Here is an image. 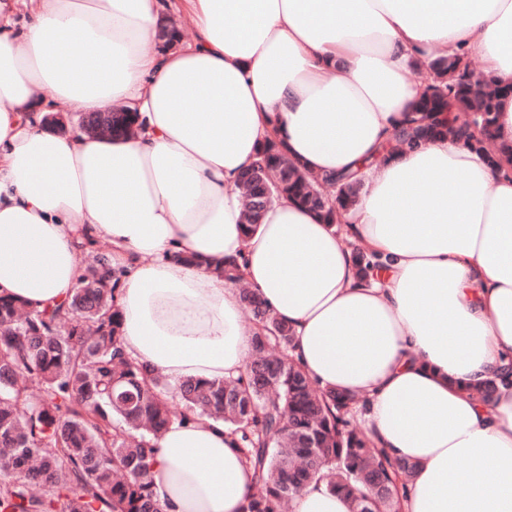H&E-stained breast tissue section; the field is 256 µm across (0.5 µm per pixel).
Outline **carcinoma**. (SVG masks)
<instances>
[{"label": "carcinoma", "instance_id": "1", "mask_svg": "<svg viewBox=\"0 0 512 512\" xmlns=\"http://www.w3.org/2000/svg\"><path fill=\"white\" fill-rule=\"evenodd\" d=\"M431 79L418 101L419 118L392 141L417 146L454 138L485 151L494 139L495 102L512 86L471 73L464 55L426 65ZM107 123L111 135L135 132L132 112L80 114L77 121ZM246 204L243 224L253 230L280 195L337 224L356 204L355 174L312 175L274 144L238 179ZM367 274L383 266L374 253L353 247ZM122 271L96 254L64 306L37 309L0 296V512H160L149 460L154 440L174 421L198 411L221 420L237 436L256 477L247 512H284L287 502L318 479L345 494L352 512H400L415 464L369 447L351 424L348 395L315 388L292 357L293 332L251 297L256 333L253 360L231 381L189 380L177 390L123 352L114 298ZM34 379L38 391L25 385ZM512 385V364L470 389L490 400Z\"/></svg>", "mask_w": 512, "mask_h": 512}]
</instances>
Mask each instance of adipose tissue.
<instances>
[{
  "mask_svg": "<svg viewBox=\"0 0 512 512\" xmlns=\"http://www.w3.org/2000/svg\"><path fill=\"white\" fill-rule=\"evenodd\" d=\"M28 18L16 24L18 7ZM192 42L155 49L159 0H0V295L67 300L91 240L123 269V348L171 386L252 360L239 285L294 332L325 390L364 402L375 447L417 469L400 512H512V165L437 138L376 156L424 86L410 63L479 56L512 85V0H178ZM119 105L135 134L62 136L43 107ZM313 174L366 160L345 234L283 197L245 232L237 179L265 140ZM362 171V170H361ZM387 256L363 278L352 246ZM236 259L240 281L217 262ZM161 512H246L252 469L223 423L156 442ZM291 512H351L311 481ZM512 385V364L504 366L500 372L496 373L495 378L483 386L469 388L471 394L481 400H491L498 390L499 386Z\"/></svg>",
  "mask_w": 512,
  "mask_h": 512,
  "instance_id": "1",
  "label": "adipose tissue"
}]
</instances>
